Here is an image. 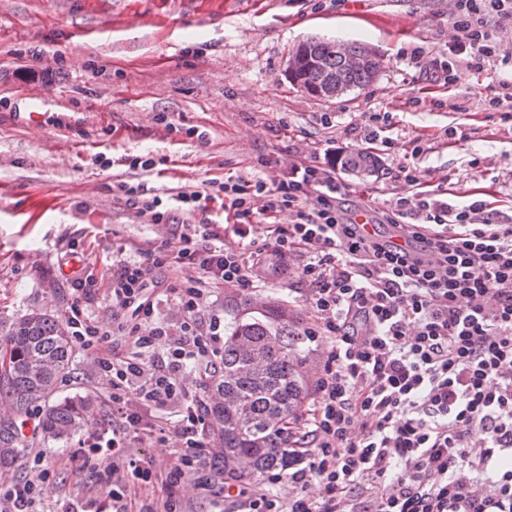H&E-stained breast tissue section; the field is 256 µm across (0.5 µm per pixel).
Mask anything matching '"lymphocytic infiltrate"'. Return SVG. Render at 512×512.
<instances>
[{
  "label": "lymphocytic infiltrate",
  "mask_w": 512,
  "mask_h": 512,
  "mask_svg": "<svg viewBox=\"0 0 512 512\" xmlns=\"http://www.w3.org/2000/svg\"><path fill=\"white\" fill-rule=\"evenodd\" d=\"M445 68L480 72L497 53L495 34L512 25V0H455ZM407 193L385 201L363 234L336 176L332 154L293 162L279 176L227 178L216 193L165 198L147 184L120 183L119 202L171 240L146 258L113 261L112 324L91 306L97 278L73 264V340L96 352L112 386L108 426L72 452L111 483L107 496L64 502L60 512H129L131 483L163 493L139 512H180L206 447V403L197 394L220 365V320H203L206 290L257 287L270 265L292 268L305 288V330L323 349L315 398L294 447L302 459L257 485H222L238 512H512V224L483 201L456 206L428 189L410 164ZM224 212L214 223L212 209ZM196 269L183 281L173 273ZM183 313L156 321L154 288ZM174 405L173 427L148 414ZM181 442L157 472L134 455L141 430ZM36 478L0 486V512H36Z\"/></svg>",
  "instance_id": "1"
}]
</instances>
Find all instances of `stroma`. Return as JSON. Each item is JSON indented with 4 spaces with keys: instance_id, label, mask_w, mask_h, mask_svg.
<instances>
[{
    "instance_id": "1",
    "label": "stroma",
    "mask_w": 512,
    "mask_h": 512,
    "mask_svg": "<svg viewBox=\"0 0 512 512\" xmlns=\"http://www.w3.org/2000/svg\"><path fill=\"white\" fill-rule=\"evenodd\" d=\"M451 36L448 0H0V317L30 311L65 315L72 302L58 266L69 251L95 272L112 261V241L162 240L163 226L143 223L112 189L143 182L172 196L224 177H252L258 156L280 166L325 148L349 152V129L368 112H387L394 141L378 175L342 174L355 204L371 206L406 192L394 174L414 136L428 149L414 159L422 179L448 202L491 203L512 219V127L489 116L512 69L476 74L459 68L452 85L434 64ZM364 43L381 58L365 89L324 100L289 83L288 60L308 39ZM424 48L420 62L411 53ZM64 65H56L54 53ZM46 106L57 123L30 126L22 113ZM166 114L176 126L158 120ZM204 132L205 142L186 128ZM111 158L103 168L97 155ZM150 154L157 172L126 159ZM93 350L75 349L57 398L93 399L107 412L108 384ZM77 437L24 449L17 474L49 470L39 512L72 497H97L99 484L69 460Z\"/></svg>"
}]
</instances>
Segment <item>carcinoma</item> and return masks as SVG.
<instances>
[{
	"mask_svg": "<svg viewBox=\"0 0 512 512\" xmlns=\"http://www.w3.org/2000/svg\"><path fill=\"white\" fill-rule=\"evenodd\" d=\"M348 53L364 64L348 67L336 56L335 43L308 41L293 52L297 67L291 84L307 92L329 80L348 89L370 85L380 59L363 44ZM377 155L367 149L340 158V167L358 177L379 172ZM224 354L220 376L206 388L211 405L208 431L221 448L210 469L224 479L257 480L288 472V448L295 423L312 395L305 325L278 296L224 297ZM73 341L68 325L47 312L14 320L0 340V472L9 473L34 439L19 435L18 419L40 407V439H67L93 425L98 412L88 400L54 399L59 376L69 368Z\"/></svg>",
	"mask_w": 512,
	"mask_h": 512,
	"instance_id": "obj_1",
	"label": "carcinoma"
}]
</instances>
